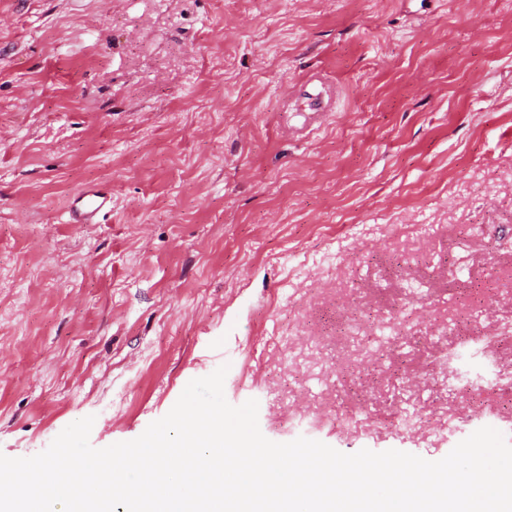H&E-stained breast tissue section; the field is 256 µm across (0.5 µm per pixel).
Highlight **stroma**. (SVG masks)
I'll return each instance as SVG.
<instances>
[{
  "instance_id": "1",
  "label": "stroma",
  "mask_w": 512,
  "mask_h": 512,
  "mask_svg": "<svg viewBox=\"0 0 512 512\" xmlns=\"http://www.w3.org/2000/svg\"><path fill=\"white\" fill-rule=\"evenodd\" d=\"M224 364L277 443H512V0H0V454ZM112 193L105 188H87L75 198L70 208V223L94 224L101 213L111 210Z\"/></svg>"
}]
</instances>
